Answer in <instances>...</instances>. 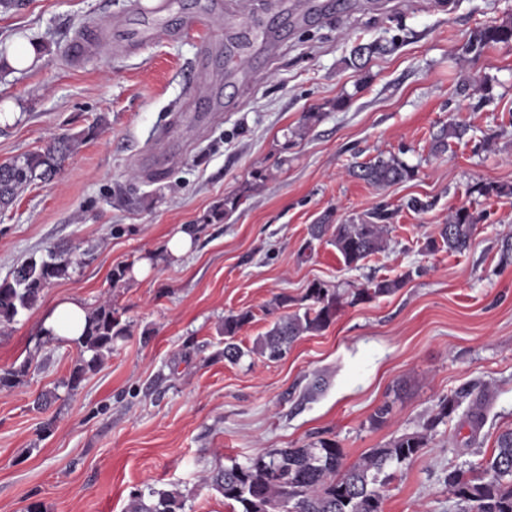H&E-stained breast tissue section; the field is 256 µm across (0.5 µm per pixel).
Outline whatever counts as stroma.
Wrapping results in <instances>:
<instances>
[{
	"label": "stroma",
	"mask_w": 512,
	"mask_h": 512,
	"mask_svg": "<svg viewBox=\"0 0 512 512\" xmlns=\"http://www.w3.org/2000/svg\"><path fill=\"white\" fill-rule=\"evenodd\" d=\"M209 0H22L0 12V46L23 37L40 60L0 65V163L42 152L53 138L81 135L48 181H35L0 212V281L28 256L71 251L69 278L0 328V373L30 361L0 388V512H124L131 492L152 485L182 493L184 512H234L204 483L209 472L319 437L338 442L346 462L414 432L427 445L396 471L383 512H459L444 477L490 458L512 427V195L482 196L487 182L512 186V45L464 47L477 28L512 21V0H347L307 14V0H247L232 26ZM127 20L170 28L124 49L98 42L68 55L85 30ZM216 53L206 88L192 77L200 40ZM245 40L252 72L231 73L225 40ZM395 42L394 51L350 65L352 48ZM488 77L489 95L466 90L467 74ZM203 93L212 106L184 112ZM467 133L433 150L448 121ZM396 155L415 171L376 187L352 165ZM239 204L225 212L224 199ZM432 201L426 212L407 199ZM481 212L462 254L425 247L452 208ZM384 208L387 244L360 268L335 248L301 255L310 224H338ZM198 228L179 262L161 246L179 225ZM150 260L143 280L113 285L120 265ZM406 276L396 294L352 303L369 281ZM322 280L342 296L334 323L301 337L280 361L258 355L232 364L219 331L225 315L253 313L238 334L252 347L274 323L275 295L301 299ZM94 307L111 299L129 336L76 389L65 379L72 341L40 330L55 303ZM321 390H312L315 378ZM491 386L480 426L466 408L427 429L440 397ZM55 397L33 407L43 391ZM390 404L387 422L370 427Z\"/></svg>",
	"instance_id": "obj_1"
}]
</instances>
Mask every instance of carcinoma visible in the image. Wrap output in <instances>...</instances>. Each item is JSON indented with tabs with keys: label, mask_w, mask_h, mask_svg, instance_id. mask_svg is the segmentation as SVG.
I'll use <instances>...</instances> for the list:
<instances>
[{
	"label": "carcinoma",
	"mask_w": 512,
	"mask_h": 512,
	"mask_svg": "<svg viewBox=\"0 0 512 512\" xmlns=\"http://www.w3.org/2000/svg\"><path fill=\"white\" fill-rule=\"evenodd\" d=\"M511 42V22L491 25L475 31L466 52ZM465 132L466 128L455 122L448 124L436 136L434 150L444 151L448 139H458ZM78 144L76 136H60L43 153H24L1 163L0 209L9 208L32 181L51 179ZM352 175L374 186H388L412 178L414 171L394 155H379L355 165ZM391 218L392 213L383 208L375 209L357 223L332 224L330 216L325 215L309 226L306 248L316 241L324 242L336 248L346 266L357 268L385 248ZM480 220L481 215L465 205L452 209L448 223L440 225L438 236L427 238L426 249L459 254L467 251ZM72 265L70 253L60 249L18 263L11 280L0 283V326L12 324L21 312L32 309L44 288L70 276ZM407 278L409 275L405 274L372 280L354 293L353 301L391 296ZM302 301L306 305L280 316L265 335L257 338L251 352L270 361L281 360L300 337L324 331L335 321L340 307L335 286L314 280ZM252 318L249 310L224 317V359L231 363L247 355L234 339ZM129 334L130 325L121 321L112 299L100 302L91 311L83 336L75 341L79 357L65 385L76 389L87 373L99 367L104 355L112 352V343ZM471 395L475 396L476 411L470 416L474 417L473 423H478L483 419L480 409L491 397L487 385L476 394L462 388L440 398L438 412L428 420L427 428L433 429L451 418ZM426 445L425 434H404L348 463L335 441L320 438L301 447L256 455L243 464L220 467L205 478V483L225 500L238 504L240 512H382L384 488L390 478L386 469L405 464ZM445 482L461 512H512V428L499 433L495 451L484 464L458 467L448 472ZM125 512H184V500L174 489L148 486L130 495Z\"/></svg>",
	"instance_id": "cac0c4a2"
}]
</instances>
